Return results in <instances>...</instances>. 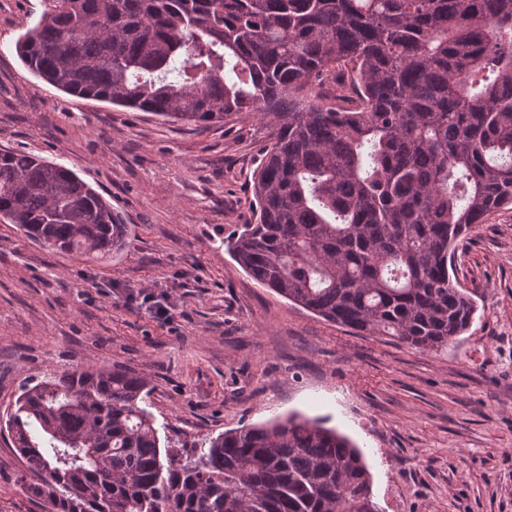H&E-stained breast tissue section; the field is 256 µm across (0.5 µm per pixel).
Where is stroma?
I'll list each match as a JSON object with an SVG mask.
<instances>
[{
	"label": "stroma",
	"instance_id": "1",
	"mask_svg": "<svg viewBox=\"0 0 512 512\" xmlns=\"http://www.w3.org/2000/svg\"><path fill=\"white\" fill-rule=\"evenodd\" d=\"M51 6L0 0V149L72 170L129 244L68 254L0 216V413L27 382L117 366L146 378L160 436L198 444L297 413L362 450L378 512H512V206L458 243L454 274L477 309L455 343L356 335L261 286L226 249L254 220L266 123L202 129L41 82L15 42ZM26 473L0 435V512H44L20 488Z\"/></svg>",
	"mask_w": 512,
	"mask_h": 512
}]
</instances>
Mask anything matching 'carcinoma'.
<instances>
[{"mask_svg": "<svg viewBox=\"0 0 512 512\" xmlns=\"http://www.w3.org/2000/svg\"><path fill=\"white\" fill-rule=\"evenodd\" d=\"M15 50L43 82L195 126L267 118L255 281L358 334L451 345L475 306L456 241L512 205V0H53ZM332 79L352 95L304 103ZM0 214L105 256L128 225L70 169L0 151ZM145 379L77 368L21 389L0 432L46 512H376L361 451L317 422L160 445Z\"/></svg>", "mask_w": 512, "mask_h": 512, "instance_id": "1", "label": "carcinoma"}]
</instances>
